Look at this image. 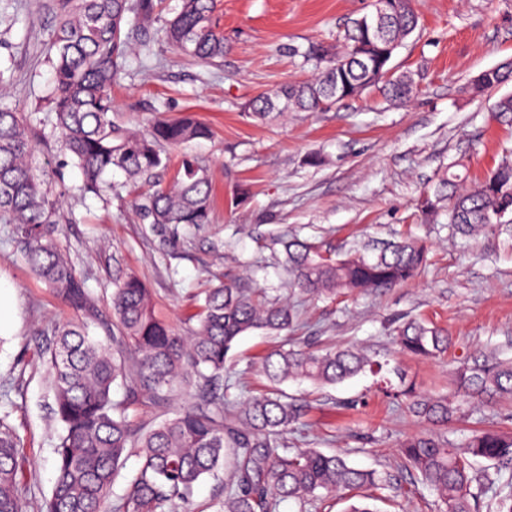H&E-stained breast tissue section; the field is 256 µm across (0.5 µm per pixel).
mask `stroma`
Returning <instances> with one entry per match:
<instances>
[{"mask_svg": "<svg viewBox=\"0 0 512 512\" xmlns=\"http://www.w3.org/2000/svg\"><path fill=\"white\" fill-rule=\"evenodd\" d=\"M180 0H163L162 16L135 40L119 85L112 89L124 121L194 114L213 136L169 153L162 181H171L183 155L204 165L217 193L211 222L200 230L175 229L166 243L131 206L144 184L110 180L120 195L81 196L78 168L67 166L57 187L65 193L58 237L104 317H111L116 275H137L152 293L157 318L188 334L208 288L235 278L297 311L287 332L242 336L230 358L234 398L268 392L255 366L279 346L358 345L389 359L418 391L439 397L453 389L452 371L477 347L512 351V235L468 242L448 236L446 216L431 218L420 204L461 161L468 182L481 181L512 147V118L494 102L512 95V82L480 94L470 84L480 72L512 58V0H413L418 29L393 59L411 72L417 92L405 104L370 92L322 112H291L268 120L249 117L258 94L309 77L290 48L334 42L370 0H217L224 57L211 66L175 59L163 38L164 20ZM59 0H0V71L9 85L5 102L24 112L43 133L37 166L54 164L57 142L44 102L52 83V35ZM321 159L308 165L309 156ZM291 229L323 251H369L413 235L430 247L429 261L412 282L376 291H343L309 298L289 286L282 251L267 248L270 233ZM0 224V279L7 282L8 324L0 328V415L19 436L28 469L21 488L25 512H38L51 493L54 448L61 433L53 393L39 354L44 330L73 318L31 273ZM423 318L453 338L441 361L399 353L393 329L402 317ZM282 391L303 406L292 448L344 452L349 462L373 468L385 481L372 494L381 512H439L436 494L417 484L399 455L401 444L426 430L405 404L384 396L371 374L319 387L288 382ZM512 427V403L469 411L441 432L458 440L471 430Z\"/></svg>", "mask_w": 512, "mask_h": 512, "instance_id": "1", "label": "stroma"}]
</instances>
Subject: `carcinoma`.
Listing matches in <instances>:
<instances>
[{"label":"carcinoma","mask_w":512,"mask_h":512,"mask_svg":"<svg viewBox=\"0 0 512 512\" xmlns=\"http://www.w3.org/2000/svg\"><path fill=\"white\" fill-rule=\"evenodd\" d=\"M385 39L379 40L359 19L344 31V50L310 42L292 53L318 68L310 81L289 84L255 97L248 112L260 120L284 112H319L374 89L394 102L411 98L417 86L411 74L386 76V47H400L418 26L412 0H388ZM156 0H62L54 31L56 50L47 104L61 152L82 175V190L100 196L117 188L112 170L127 181L149 182L167 168V150L210 137L203 122L183 116L154 118L140 130L114 117L112 86L125 70L131 35L156 18ZM216 0H181L164 34L175 52L200 64L224 56V33L215 18ZM512 80V67L497 65L479 74L472 89L482 93ZM39 132L23 113L0 105V224L12 237L30 270L76 313L54 325L43 347L54 397V417L63 426L55 448V482L41 512H173L190 499L195 485L224 467L220 512H276L284 501L300 504L322 495L357 496L381 482L378 473L355 468L340 453L290 448L288 431L300 424V409L276 386L288 380L334 386L359 374H377L382 366L362 349H279L262 361L275 389L242 401L231 400L224 383L228 354L237 339L253 330L280 333L294 321L283 302L256 300L228 279L210 289L197 325L182 336L154 314L148 288L134 275L116 280L112 324L99 308L73 262L58 243L62 193L51 172L32 163ZM215 195L207 169L187 157L173 184L153 183L133 202L136 213L162 227L198 228L210 223ZM448 205L451 238L476 241L499 235L512 225V160L501 163L478 184L466 187L448 166L433 195L422 201L428 213ZM283 248L292 279L303 295L339 290L392 288L414 279L427 261L426 244L394 242L367 254L337 257L296 235L275 238ZM100 326L104 337L91 336ZM400 353L439 359L450 338L443 329L411 319L396 330ZM455 389L446 397H428L413 383L397 396L415 416L431 425L456 419L466 403L512 400V357L495 349H475L454 371ZM124 386L123 399L113 390ZM183 407L159 424L136 426L129 410L148 398L157 405L174 395ZM138 453L141 466L126 497L110 499L112 483L125 456ZM401 455L420 483L433 487L442 512H473L482 493L471 490L474 462L493 466L499 491L494 512H512V430H487L453 442L432 431L410 437ZM25 456L7 417H0V512H23L19 495Z\"/></svg>","instance_id":"carcinoma-1"}]
</instances>
